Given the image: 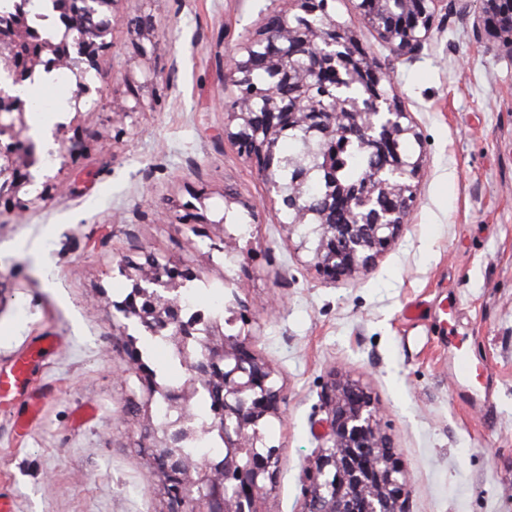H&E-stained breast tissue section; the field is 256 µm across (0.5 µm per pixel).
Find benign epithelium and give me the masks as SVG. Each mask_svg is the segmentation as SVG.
<instances>
[{
	"label": "benign epithelium",
	"instance_id": "benign-epithelium-1",
	"mask_svg": "<svg viewBox=\"0 0 512 512\" xmlns=\"http://www.w3.org/2000/svg\"><path fill=\"white\" fill-rule=\"evenodd\" d=\"M299 13L286 10L267 15L243 53L229 58L224 83L232 87L225 104L236 131L229 132L238 153L256 164L269 187L272 201L288 207V198L306 195L310 172L295 173L287 194L274 177L275 148L289 131H299L321 145L344 124L351 136H365L380 156L372 182L345 187L331 174L323 176L320 197L312 209L298 214L314 216L315 247L311 266L325 282H341L368 268L397 241L418 198L420 160L401 153L395 142L418 136L399 97L388 91L394 68L382 66L366 53V64L355 68L354 36L336 21L329 0H295ZM443 0H356L365 24L387 44L391 61L419 54L429 43L439 3ZM111 0H59L57 12L65 27L57 42L40 39L29 24V14L16 7L0 12V65L12 83L36 65L95 66L109 43L112 16L103 11ZM479 24L491 36L512 47V3L482 0ZM267 72L263 88L252 86L256 66ZM357 85L365 92L342 96L340 90ZM292 87V108L283 106L280 89ZM26 103L0 88V138L14 149L0 153V198L7 196L21 209L45 199V192L23 200L22 188L33 183L29 168L36 162L34 147L21 137L15 121L23 119ZM344 197L352 222H336V198ZM121 272L133 281L130 296L116 306L126 319L182 348L198 335L174 292L193 270L154 256L145 262H127ZM194 381L206 386L213 401L212 426L224 437V457L216 463H192L182 452L184 428L166 431L164 447L154 456L163 475L161 495L168 512H259L257 503L278 472L274 448L257 446L259 426L267 416H278L287 396L276 386L272 368L249 348L246 339L224 334L215 326L202 352L192 363ZM163 398L172 409L188 403L189 387L168 389ZM328 446L307 470L303 512H408V479L396 455L392 438L367 387L349 375L330 374L323 388Z\"/></svg>",
	"mask_w": 512,
	"mask_h": 512
}]
</instances>
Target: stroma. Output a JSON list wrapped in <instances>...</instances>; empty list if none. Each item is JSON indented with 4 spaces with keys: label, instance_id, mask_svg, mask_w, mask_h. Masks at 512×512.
Masks as SVG:
<instances>
[{
    "label": "stroma",
    "instance_id": "1",
    "mask_svg": "<svg viewBox=\"0 0 512 512\" xmlns=\"http://www.w3.org/2000/svg\"><path fill=\"white\" fill-rule=\"evenodd\" d=\"M289 0H115L111 47L93 69L38 88L68 112L44 130L53 161L34 167L18 211L0 201V372L38 335L58 346L31 375L42 396L0 403V495L14 512H162L151 450L156 403L130 373L134 348L165 388V362L114 306L131 283L126 258L148 252L191 267L201 304L250 303L253 352L288 396L260 427L276 448V483L260 512H302L308 466L320 454L321 394L331 372L369 388L409 480L408 512H512V47L467 14L439 8L429 45L394 64L422 161L417 206L402 236L367 270L319 279L298 230L254 164L225 135V61ZM149 18L144 37L127 16ZM337 21L380 62L389 49L352 0ZM93 90L76 100L79 80ZM142 101L132 116L122 105ZM88 148L70 157L71 139ZM197 207V228L178 216ZM251 227L250 254L224 237ZM455 304L452 321L443 310ZM416 319L403 315L406 307ZM462 342L490 378L452 377Z\"/></svg>",
    "mask_w": 512,
    "mask_h": 512
}]
</instances>
